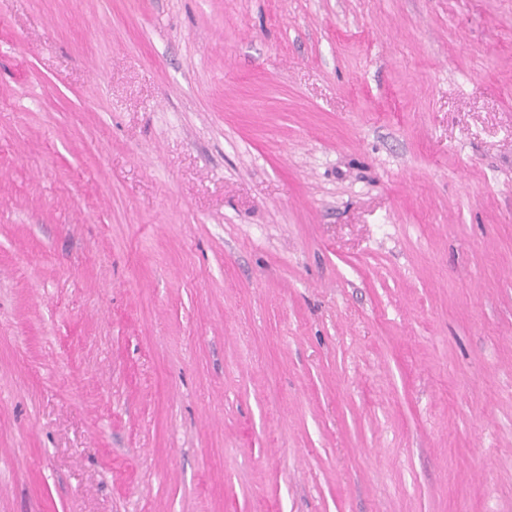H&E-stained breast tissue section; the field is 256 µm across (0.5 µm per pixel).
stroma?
Returning <instances> with one entry per match:
<instances>
[{
	"mask_svg": "<svg viewBox=\"0 0 512 512\" xmlns=\"http://www.w3.org/2000/svg\"><path fill=\"white\" fill-rule=\"evenodd\" d=\"M0 512H512V0H0Z\"/></svg>",
	"mask_w": 512,
	"mask_h": 512,
	"instance_id": "35a3bbf8",
	"label": "stroma"
}]
</instances>
